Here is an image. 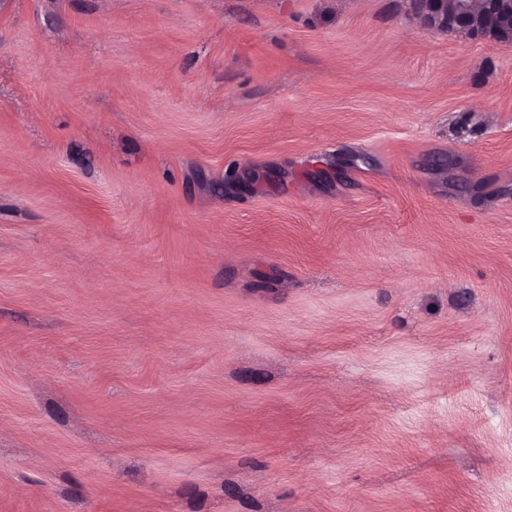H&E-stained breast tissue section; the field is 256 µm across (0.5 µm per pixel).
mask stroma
<instances>
[{
	"mask_svg": "<svg viewBox=\"0 0 512 512\" xmlns=\"http://www.w3.org/2000/svg\"><path fill=\"white\" fill-rule=\"evenodd\" d=\"M0 512H512V43L0 0Z\"/></svg>",
	"mask_w": 512,
	"mask_h": 512,
	"instance_id": "35a3bbf8",
	"label": "stroma"
}]
</instances>
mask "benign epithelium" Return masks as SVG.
Returning <instances> with one entry per match:
<instances>
[{"instance_id": "7a95c632", "label": "benign epithelium", "mask_w": 512, "mask_h": 512, "mask_svg": "<svg viewBox=\"0 0 512 512\" xmlns=\"http://www.w3.org/2000/svg\"><path fill=\"white\" fill-rule=\"evenodd\" d=\"M409 7L416 19L433 31L512 39V0H409Z\"/></svg>"}]
</instances>
